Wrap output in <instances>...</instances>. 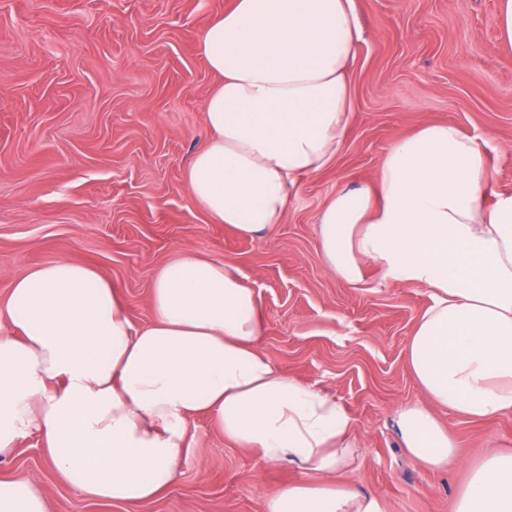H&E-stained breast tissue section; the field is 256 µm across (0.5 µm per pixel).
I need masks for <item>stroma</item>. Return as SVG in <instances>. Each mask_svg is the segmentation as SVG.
Listing matches in <instances>:
<instances>
[{"instance_id": "obj_1", "label": "stroma", "mask_w": 512, "mask_h": 512, "mask_svg": "<svg viewBox=\"0 0 512 512\" xmlns=\"http://www.w3.org/2000/svg\"><path fill=\"white\" fill-rule=\"evenodd\" d=\"M233 3L0 0V302L16 278L66 258L102 271L140 327L156 271L180 251L230 262L259 293L261 350L349 415L355 448L341 484L383 512H452L469 466L512 449V414L442 412L454 470L407 456L394 413L426 398L406 349L430 298L373 268L368 286L349 287L322 262L316 217L337 192L371 185L390 147L428 122L478 138L493 195H512V46L499 38V0H354L349 129L324 169L297 180L274 230L255 238L214 223L186 184L217 83L197 42ZM190 432L177 482L134 507L71 488L31 434L0 457V478L32 476L48 512H262L265 497L305 477L238 447L211 418H194Z\"/></svg>"}]
</instances>
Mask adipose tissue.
I'll return each mask as SVG.
<instances>
[{
	"mask_svg": "<svg viewBox=\"0 0 512 512\" xmlns=\"http://www.w3.org/2000/svg\"><path fill=\"white\" fill-rule=\"evenodd\" d=\"M359 40L353 0H236L212 18L198 52L218 82L187 184L215 223L272 230L297 178L330 163L356 107ZM489 181L476 138L429 123L393 144L373 188L343 190L318 215L322 259L349 286L370 265L429 294L408 349L429 401L400 407L395 427L435 471L460 463L440 412H512V196L490 200ZM150 306L134 327L117 288L72 260L16 279L0 303V455L37 434L70 486L133 506L178 480L203 415L265 463L303 467L307 481L262 512H383L339 485L346 411L259 349L262 304L238 267L184 251L156 273ZM0 512H46L34 480L0 479ZM455 512H512V451L472 467Z\"/></svg>",
	"mask_w": 512,
	"mask_h": 512,
	"instance_id": "adipose-tissue-1",
	"label": "adipose tissue"
}]
</instances>
